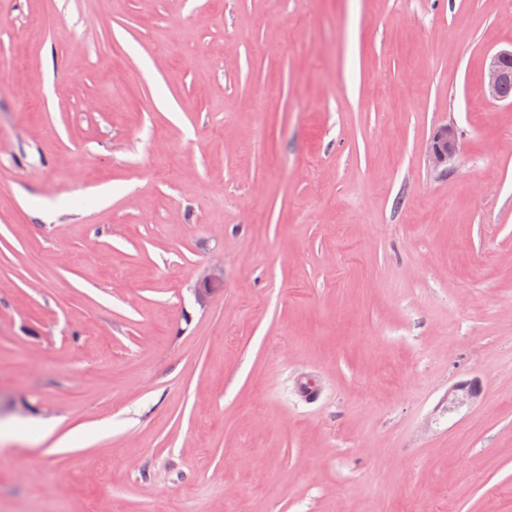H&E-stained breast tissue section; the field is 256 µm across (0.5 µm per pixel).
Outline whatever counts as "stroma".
Masks as SVG:
<instances>
[{
	"label": "stroma",
	"instance_id": "obj_1",
	"mask_svg": "<svg viewBox=\"0 0 512 512\" xmlns=\"http://www.w3.org/2000/svg\"><path fill=\"white\" fill-rule=\"evenodd\" d=\"M510 47L512 0H0V512H512ZM484 94L496 101H508L512 98V47L500 50L489 57L486 67ZM459 148L458 136L453 125L439 127L432 135L428 148L429 164L439 168L448 164ZM207 288L195 289V300L197 304L204 307L210 302L211 296L224 286V269L214 267L203 281Z\"/></svg>",
	"mask_w": 512,
	"mask_h": 512
}]
</instances>
